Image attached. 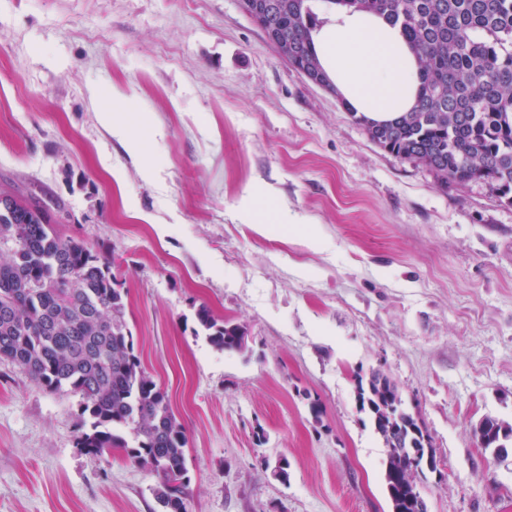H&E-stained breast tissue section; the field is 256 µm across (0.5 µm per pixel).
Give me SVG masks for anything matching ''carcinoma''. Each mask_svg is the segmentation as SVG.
Returning a JSON list of instances; mask_svg holds the SVG:
<instances>
[{
    "label": "carcinoma",
    "instance_id": "cac0c4a2",
    "mask_svg": "<svg viewBox=\"0 0 512 512\" xmlns=\"http://www.w3.org/2000/svg\"><path fill=\"white\" fill-rule=\"evenodd\" d=\"M310 0H288L277 39L297 53L288 64L319 75ZM385 18L403 30L416 54L421 82L415 108L387 123L352 113L370 140L401 159L428 166L443 186L490 185L512 204V0H325ZM0 362L42 389L79 396L84 429L76 446L97 455L122 448L159 479L162 512H188L185 428L166 391L141 365L125 320V294L111 260L51 224L45 206L10 200L0 212ZM194 335L218 350H242L244 330L202 306ZM359 411L389 448L385 483L392 512H418L416 479L436 471L424 424L402 408L396 385L380 370L354 375ZM400 435L406 444L395 445ZM480 447H512V426L486 417L476 427ZM422 449L416 460L412 449Z\"/></svg>",
    "mask_w": 512,
    "mask_h": 512
}]
</instances>
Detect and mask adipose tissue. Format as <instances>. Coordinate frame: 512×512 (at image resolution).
Returning <instances> with one entry per match:
<instances>
[{"label": "adipose tissue", "instance_id": "ef3b65f1", "mask_svg": "<svg viewBox=\"0 0 512 512\" xmlns=\"http://www.w3.org/2000/svg\"><path fill=\"white\" fill-rule=\"evenodd\" d=\"M312 40L330 84L353 111L385 121L414 106L419 70L400 28L339 6L313 30Z\"/></svg>", "mask_w": 512, "mask_h": 512}]
</instances>
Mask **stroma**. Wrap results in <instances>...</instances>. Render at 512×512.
Listing matches in <instances>:
<instances>
[{"label":"stroma","mask_w":512,"mask_h":512,"mask_svg":"<svg viewBox=\"0 0 512 512\" xmlns=\"http://www.w3.org/2000/svg\"><path fill=\"white\" fill-rule=\"evenodd\" d=\"M1 195L110 255L186 430L189 512H391L357 370L423 421L429 512H512V454L473 437L512 423V205L373 143L240 0H0ZM202 306L245 350L194 335ZM78 404L0 362V512H158L153 473L77 448ZM282 458L284 481L263 467Z\"/></svg>","instance_id":"obj_1"}]
</instances>
